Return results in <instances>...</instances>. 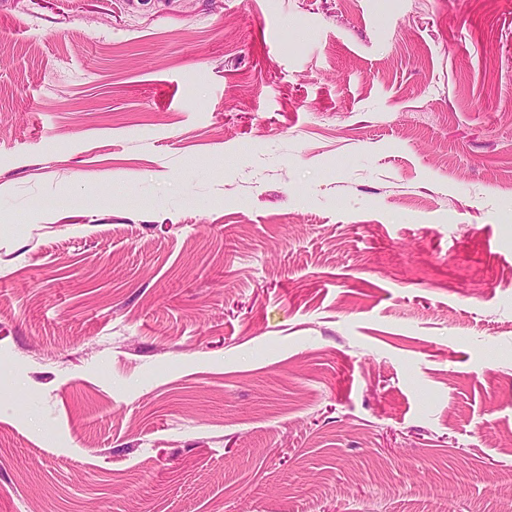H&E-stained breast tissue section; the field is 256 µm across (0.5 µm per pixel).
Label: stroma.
Segmentation results:
<instances>
[{
  "instance_id": "35a3bbf8",
  "label": "stroma",
  "mask_w": 512,
  "mask_h": 512,
  "mask_svg": "<svg viewBox=\"0 0 512 512\" xmlns=\"http://www.w3.org/2000/svg\"><path fill=\"white\" fill-rule=\"evenodd\" d=\"M0 512H512V0H0Z\"/></svg>"
}]
</instances>
